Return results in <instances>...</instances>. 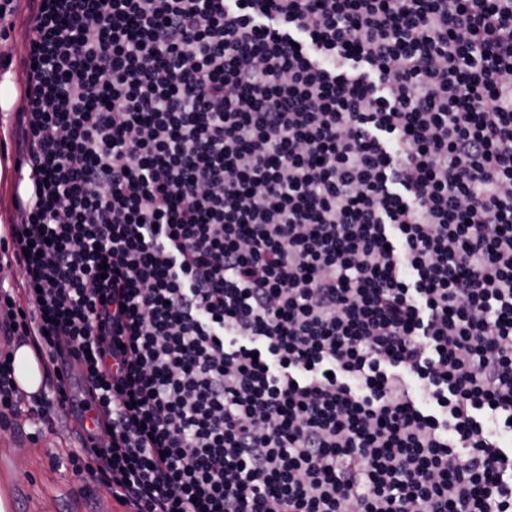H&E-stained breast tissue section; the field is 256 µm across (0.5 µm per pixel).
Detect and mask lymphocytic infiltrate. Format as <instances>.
Instances as JSON below:
<instances>
[{"label": "lymphocytic infiltrate", "instance_id": "1", "mask_svg": "<svg viewBox=\"0 0 512 512\" xmlns=\"http://www.w3.org/2000/svg\"><path fill=\"white\" fill-rule=\"evenodd\" d=\"M0 289L124 512H512V0H28Z\"/></svg>", "mask_w": 512, "mask_h": 512}]
</instances>
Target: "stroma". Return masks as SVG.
Wrapping results in <instances>:
<instances>
[{"mask_svg":"<svg viewBox=\"0 0 512 512\" xmlns=\"http://www.w3.org/2000/svg\"><path fill=\"white\" fill-rule=\"evenodd\" d=\"M27 0H20L11 26L0 32V54L10 57L14 84L24 78L27 50ZM18 99L0 109V238L7 237L17 214L12 204L17 181L16 161L22 149L14 134V112ZM78 426L69 412L51 417L37 413L35 397H21L9 426L0 425V496L9 512H122L111 493L103 488L95 495L83 493V482L72 465L82 455Z\"/></svg>","mask_w":512,"mask_h":512,"instance_id":"stroma-1","label":"stroma"}]
</instances>
